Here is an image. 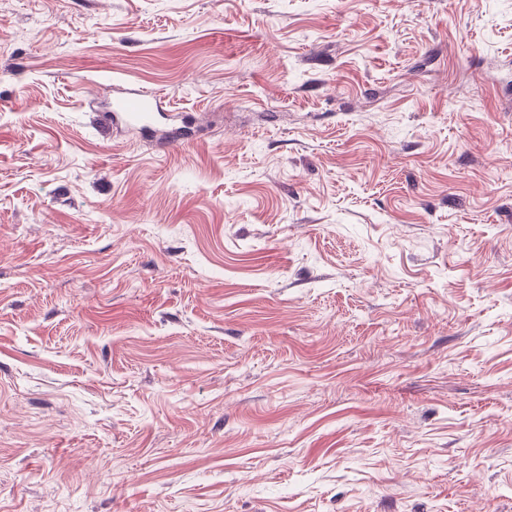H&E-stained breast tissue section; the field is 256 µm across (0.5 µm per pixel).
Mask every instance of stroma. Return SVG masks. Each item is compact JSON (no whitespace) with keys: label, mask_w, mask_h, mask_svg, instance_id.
Segmentation results:
<instances>
[{"label":"stroma","mask_w":512,"mask_h":512,"mask_svg":"<svg viewBox=\"0 0 512 512\" xmlns=\"http://www.w3.org/2000/svg\"><path fill=\"white\" fill-rule=\"evenodd\" d=\"M0 512H512V0H0ZM105 101L110 122L121 119L133 126L146 125L160 104L157 95L125 86H114L112 96Z\"/></svg>","instance_id":"stroma-1"}]
</instances>
